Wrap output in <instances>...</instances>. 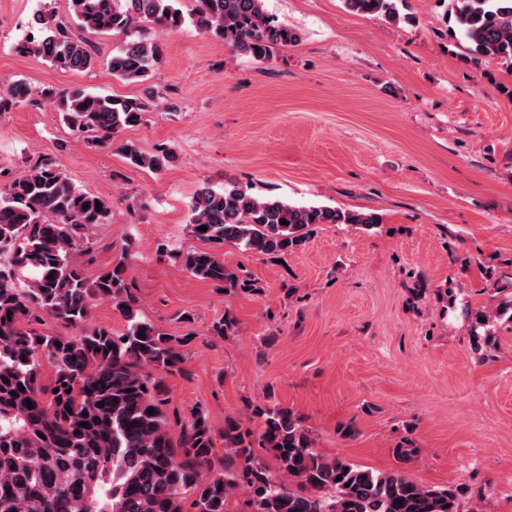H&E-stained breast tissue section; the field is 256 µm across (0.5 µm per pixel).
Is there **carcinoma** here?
Segmentation results:
<instances>
[{"mask_svg":"<svg viewBox=\"0 0 512 512\" xmlns=\"http://www.w3.org/2000/svg\"><path fill=\"white\" fill-rule=\"evenodd\" d=\"M196 2L186 15L180 0H70V20L38 10L32 25L38 35L21 38L16 50L61 70L86 71L97 58L85 34L120 32L126 40L113 51L109 70L118 80L145 82L163 45L139 31L144 21L162 32L189 21L259 61L300 41L295 29L266 12L265 0ZM343 2L361 15L413 20L401 12L406 0ZM448 2L469 53L512 64V0ZM38 100L52 104L88 143L117 145L132 166L159 170L172 160L165 149L149 154L119 139L145 121L155 106L152 90L144 98H119L80 85L39 90L24 79L0 83V112ZM110 223L112 203L76 186L55 158L41 157L25 175L0 183V512H183L188 502L195 512H232L229 504L241 491L237 512H462L464 486L428 488L403 470L373 472L322 455L302 417L278 404L256 410V437L238 418L226 417L224 428L215 429L202 406L185 423L170 416L157 371H181L189 336H170L141 316L127 285L130 249L94 279L83 274L89 229ZM379 223L374 213L260 199L236 184H207L193 196L189 226L211 248L174 252L160 243L156 253L225 288L236 281L218 252L226 244L285 255L304 246L315 224L367 229ZM23 272L28 281L21 285L16 275ZM100 302L112 304L123 330L98 326L49 336L32 328L44 317L81 326ZM45 361L55 368L47 384ZM255 443L272 452L279 476L256 455Z\"/></svg>","mask_w":512,"mask_h":512,"instance_id":"carcinoma-1","label":"carcinoma"}]
</instances>
